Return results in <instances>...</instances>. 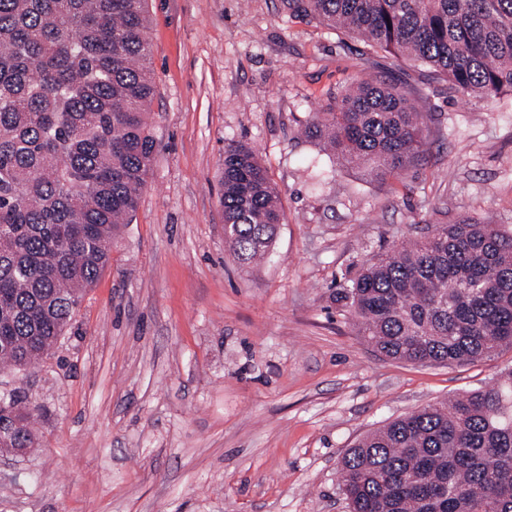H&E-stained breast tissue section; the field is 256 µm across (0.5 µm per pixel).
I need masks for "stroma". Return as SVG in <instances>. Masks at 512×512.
Wrapping results in <instances>:
<instances>
[{"instance_id":"stroma-1","label":"stroma","mask_w":512,"mask_h":512,"mask_svg":"<svg viewBox=\"0 0 512 512\" xmlns=\"http://www.w3.org/2000/svg\"><path fill=\"white\" fill-rule=\"evenodd\" d=\"M152 170L112 261L51 356L0 374L35 410L0 451V512H348L365 435L512 369L374 352L333 293L368 254L472 217L512 228V92H452L426 66L292 18L282 0H148ZM427 96L424 155L373 181L297 130L341 88ZM253 146L285 221L270 259L224 244V144Z\"/></svg>"}]
</instances>
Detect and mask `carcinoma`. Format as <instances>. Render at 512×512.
I'll use <instances>...</instances> for the list:
<instances>
[{"label":"carcinoma","mask_w":512,"mask_h":512,"mask_svg":"<svg viewBox=\"0 0 512 512\" xmlns=\"http://www.w3.org/2000/svg\"><path fill=\"white\" fill-rule=\"evenodd\" d=\"M412 58L463 96L512 91V0H283ZM148 0H0V368L31 366L71 327L112 259L155 159ZM384 181L424 152L406 94L362 79L300 130ZM224 243L267 256L284 214L245 142L224 147ZM335 301L379 354L459 364L512 349V230L464 219L372 254ZM0 449L30 448L14 396ZM349 512H512V371L401 416L341 460Z\"/></svg>","instance_id":"carcinoma-1"}]
</instances>
